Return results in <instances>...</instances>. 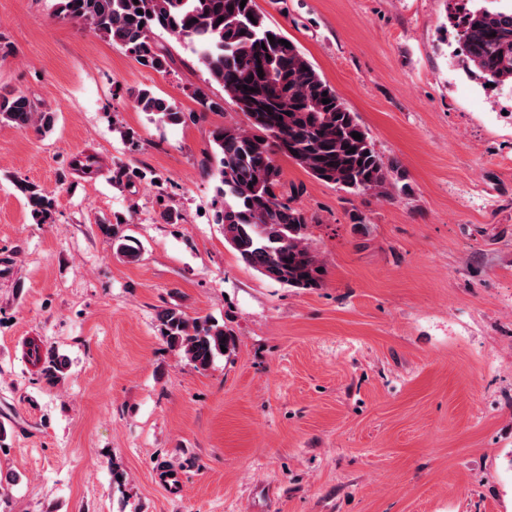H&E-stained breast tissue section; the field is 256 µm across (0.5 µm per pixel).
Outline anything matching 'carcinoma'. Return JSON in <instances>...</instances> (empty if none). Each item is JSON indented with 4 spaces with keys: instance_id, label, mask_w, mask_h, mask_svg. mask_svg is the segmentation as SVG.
Returning a JSON list of instances; mask_svg holds the SVG:
<instances>
[{
    "instance_id": "cac0c4a2",
    "label": "carcinoma",
    "mask_w": 512,
    "mask_h": 512,
    "mask_svg": "<svg viewBox=\"0 0 512 512\" xmlns=\"http://www.w3.org/2000/svg\"><path fill=\"white\" fill-rule=\"evenodd\" d=\"M458 7L462 11L460 41L463 66L469 74L512 90V8ZM57 0L56 17L89 28L123 48L138 64L164 72L169 56L159 38L167 35L190 47L207 78L192 90L205 110L217 109L206 88L217 84L246 119L213 132L217 149V193L222 206L215 221L224 225V239L245 265L291 288L321 286L323 264L307 243L306 213L277 193L282 186L275 156L283 155L313 178L349 193L386 196L402 173L395 161L374 148L336 90L322 79L298 45L268 26L256 0ZM274 40H269L268 36ZM285 40L290 47L280 44ZM263 77H258V70ZM327 96H322V93ZM329 103H322V99ZM137 107L150 120L179 125L185 112L168 100L141 89ZM0 121L20 131L48 129L51 113L26 95L0 94ZM361 139L356 140L352 133ZM355 152H349V149ZM19 189L38 224L52 216L54 199L36 185ZM116 252L133 261L138 248L118 235L113 224L99 225ZM167 344L181 351L198 369H207L221 348L235 346L232 335L213 321L189 320L177 307L158 315ZM29 357L41 363L40 374L54 386L63 379L65 360L55 349L30 343Z\"/></svg>"
}]
</instances>
